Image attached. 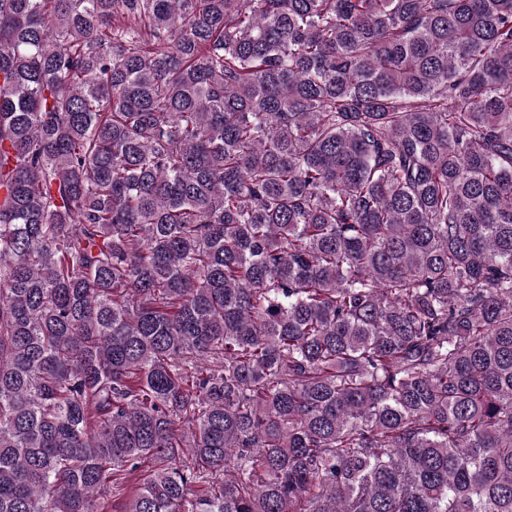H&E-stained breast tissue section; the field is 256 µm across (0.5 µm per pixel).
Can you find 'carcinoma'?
<instances>
[{
  "instance_id": "obj_1",
  "label": "carcinoma",
  "mask_w": 512,
  "mask_h": 512,
  "mask_svg": "<svg viewBox=\"0 0 512 512\" xmlns=\"http://www.w3.org/2000/svg\"><path fill=\"white\" fill-rule=\"evenodd\" d=\"M0 512H512V0H0Z\"/></svg>"
}]
</instances>
